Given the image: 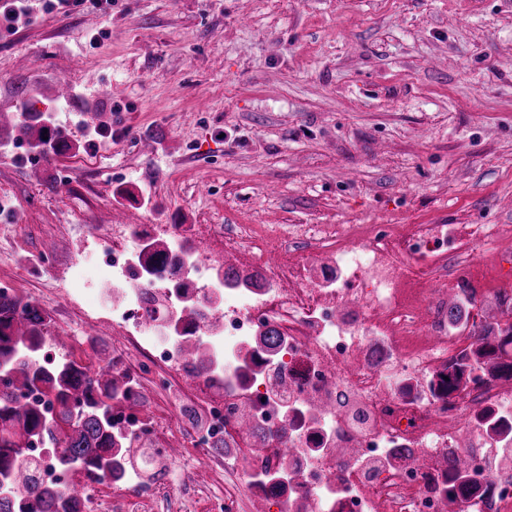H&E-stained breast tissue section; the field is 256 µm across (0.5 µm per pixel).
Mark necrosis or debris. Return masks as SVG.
<instances>
[{
  "label": "necrosis or debris",
  "mask_w": 512,
  "mask_h": 512,
  "mask_svg": "<svg viewBox=\"0 0 512 512\" xmlns=\"http://www.w3.org/2000/svg\"><path fill=\"white\" fill-rule=\"evenodd\" d=\"M166 235L172 255L194 277L188 297L174 290L169 266L143 273L144 246ZM332 250L280 247L275 230L255 225L247 236L216 224H98L89 233L95 262L74 256L59 305H81L90 277L111 280L122 306L97 302L85 319L109 311L119 343L114 367L172 376L171 411L133 413L114 406V428L163 461L173 437L182 457L204 461L214 441H245L237 425L248 419L270 448L225 457L235 483L214 477L213 512H239L242 498L277 496L280 512L299 499L312 512H442L451 485L439 465L448 451L469 454L470 484L458 491L462 512H512V467L489 476L478 446L488 442L512 455V378L469 382L449 391V361L468 345L466 330L448 327V305L438 286L456 280L463 256H490L504 239L498 224H349L314 231ZM278 252L270 264V252ZM240 254L247 274L224 279L222 255ZM197 315L190 326L223 359L222 369L189 374L191 360L170 316L184 301ZM219 316L221 337L208 322ZM282 336L280 355L256 350L251 366L239 348L266 328ZM358 451L355 465L336 458L340 447ZM424 449L418 464L410 449ZM151 486L123 472L103 499L89 483L80 512H153Z\"/></svg>",
  "instance_id": "necrosis-or-debris-1"
}]
</instances>
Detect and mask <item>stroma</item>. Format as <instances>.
Listing matches in <instances>:
<instances>
[{"label": "stroma", "mask_w": 512, "mask_h": 512, "mask_svg": "<svg viewBox=\"0 0 512 512\" xmlns=\"http://www.w3.org/2000/svg\"><path fill=\"white\" fill-rule=\"evenodd\" d=\"M0 36V108L30 99L85 131L40 174L0 157L29 233L0 288L40 301L88 251L89 224H275L291 248L343 224L512 225V0H112ZM35 53L39 71L18 66ZM84 65L72 69L73 57ZM60 79L71 101L40 85ZM117 99L86 97L97 84ZM206 194H199L200 185ZM57 240L51 271L30 266ZM492 322L512 239L479 266Z\"/></svg>", "instance_id": "35a3bbf8"}]
</instances>
